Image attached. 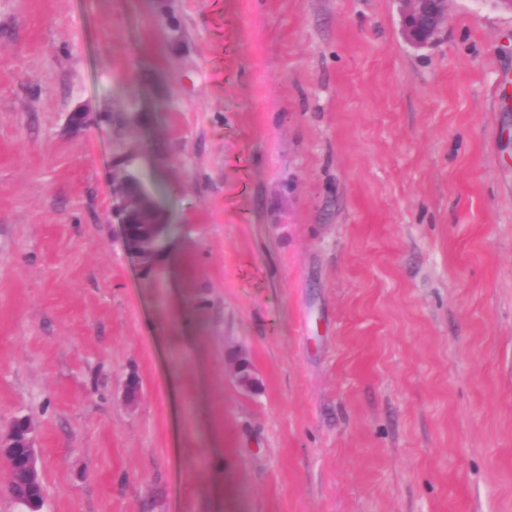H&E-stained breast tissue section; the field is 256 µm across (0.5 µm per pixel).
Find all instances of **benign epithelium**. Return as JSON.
Wrapping results in <instances>:
<instances>
[{"label": "benign epithelium", "mask_w": 512, "mask_h": 512, "mask_svg": "<svg viewBox=\"0 0 512 512\" xmlns=\"http://www.w3.org/2000/svg\"><path fill=\"white\" fill-rule=\"evenodd\" d=\"M402 28L416 47L432 43L448 15V0H398ZM119 212L127 250L149 264L159 252L158 235L165 229L150 194L139 181L126 176L118 187ZM32 421L16 419L5 439H0V461L10 474H19L23 485L39 482L38 462L32 442Z\"/></svg>", "instance_id": "1"}]
</instances>
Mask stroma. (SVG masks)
Masks as SVG:
<instances>
[{
	"label": "stroma",
	"mask_w": 512,
	"mask_h": 512,
	"mask_svg": "<svg viewBox=\"0 0 512 512\" xmlns=\"http://www.w3.org/2000/svg\"><path fill=\"white\" fill-rule=\"evenodd\" d=\"M19 416L41 512H512V10L0 0ZM402 28L416 47L432 43L448 15L447 0H398ZM118 191L120 224L125 246L143 263L150 264L159 252L158 235L165 229L166 224L163 223L152 197L134 176H126ZM134 226L137 227L135 233L131 231Z\"/></svg>",
	"instance_id": "obj_1"
}]
</instances>
